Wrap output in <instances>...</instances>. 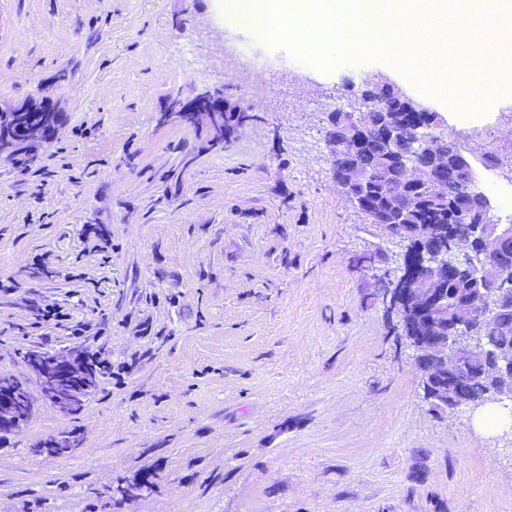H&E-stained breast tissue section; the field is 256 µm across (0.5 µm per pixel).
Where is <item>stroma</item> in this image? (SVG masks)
<instances>
[{
	"instance_id": "1",
	"label": "stroma",
	"mask_w": 512,
	"mask_h": 512,
	"mask_svg": "<svg viewBox=\"0 0 512 512\" xmlns=\"http://www.w3.org/2000/svg\"><path fill=\"white\" fill-rule=\"evenodd\" d=\"M215 11L0 0V108L66 115L31 161L0 159V376L32 402L0 431V512H512V438L432 410L373 296L405 244L331 179L336 95L394 69L278 82ZM204 84L258 121L224 144L165 119ZM71 347L100 385L63 414L27 357Z\"/></svg>"
}]
</instances>
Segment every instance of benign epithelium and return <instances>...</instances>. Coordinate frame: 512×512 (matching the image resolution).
<instances>
[{
	"label": "benign epithelium",
	"instance_id": "obj_1",
	"mask_svg": "<svg viewBox=\"0 0 512 512\" xmlns=\"http://www.w3.org/2000/svg\"><path fill=\"white\" fill-rule=\"evenodd\" d=\"M43 117L31 119L23 112L13 109L0 110V146L17 144L15 135H20L25 145H36L47 140L50 131L59 125L60 111L48 105H42ZM178 117L195 123H206L209 130L217 136H224V127L236 122L241 106L230 104L224 94V85L205 86L196 91L193 98L185 103H176ZM375 110L374 101L365 92L349 100L341 109V115L347 123L351 141L342 146V152L348 160H353L356 148L361 144L365 131L367 113ZM382 122L391 137L408 134L411 138L413 155L402 161L404 179L386 176L390 195L397 201L407 192V182L429 177V172L414 164V156L422 153L433 154V165L439 170L448 167V156L456 154L453 142H448V151L440 152L437 146L444 135V129L422 127L417 123L404 122L383 112ZM329 148L331 175L337 189L364 216L366 223L389 229L402 241L407 236L398 232L399 219L393 214H381L366 203L362 193L353 187L356 181V165H347L348 171L336 173V144L326 142ZM422 265L430 268L434 276L430 280L410 283L402 264L386 268L374 275L377 283L376 296L388 312L399 313L404 330L401 340L413 351V358L425 353L430 366V374L425 376L426 399L431 406L440 410H456L462 407L478 408L481 402L469 403L457 401L454 393L448 390L467 370L461 352H467L471 359L484 360V371L489 378V388L485 400L490 404L512 402V349L488 350L482 343L480 330L472 326V315L464 307H456L448 302L447 288L440 287L447 276L448 266L461 261L470 270L476 272L485 267L495 266L498 254L489 249L459 251V246L448 243L436 249H423L420 252ZM512 290V279L499 276L491 288L485 289L479 301L478 319L482 324L495 326L501 323L507 314L503 313L496 301L500 292ZM436 309L445 317V328L436 340L412 330L408 317L413 312ZM30 369L39 384L44 399L60 413H73L84 402L88 392L92 391L96 377L83 370V358L78 351L68 349L56 353H36L30 362ZM31 411V401L24 386L15 381L0 379V430L13 429L23 422Z\"/></svg>",
	"mask_w": 512,
	"mask_h": 512
}]
</instances>
